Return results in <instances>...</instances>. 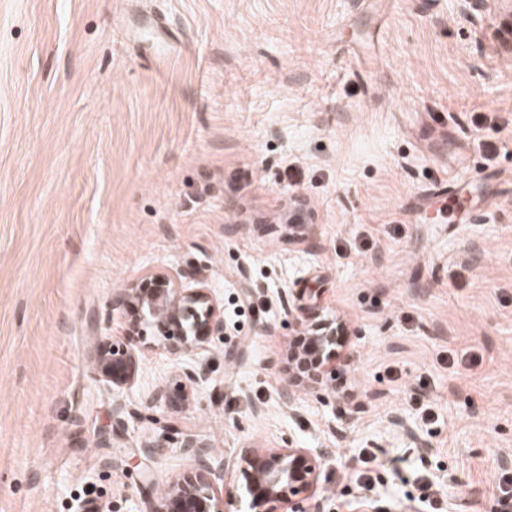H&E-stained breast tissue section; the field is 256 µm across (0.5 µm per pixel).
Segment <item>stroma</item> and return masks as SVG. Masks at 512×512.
<instances>
[{
  "label": "stroma",
  "instance_id": "1",
  "mask_svg": "<svg viewBox=\"0 0 512 512\" xmlns=\"http://www.w3.org/2000/svg\"><path fill=\"white\" fill-rule=\"evenodd\" d=\"M509 12L0 0V512H143L194 467L188 435L232 468L247 447L324 452L318 512H501ZM154 15L181 34L162 60ZM151 272L205 280L224 333L180 359L137 342L115 388L98 351ZM292 308L342 321L347 363L289 406ZM198 367L186 405L155 400ZM150 414L174 427L154 454ZM372 443L385 456L367 471Z\"/></svg>",
  "mask_w": 512,
  "mask_h": 512
}]
</instances>
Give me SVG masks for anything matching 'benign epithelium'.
I'll return each mask as SVG.
<instances>
[{"label":"benign epithelium","instance_id":"7a95c632","mask_svg":"<svg viewBox=\"0 0 512 512\" xmlns=\"http://www.w3.org/2000/svg\"><path fill=\"white\" fill-rule=\"evenodd\" d=\"M122 302L135 317L127 322L124 339L104 344L96 362L101 377L115 387L125 385L134 375L131 340L144 335L146 326L152 329L154 342L175 358L190 355L211 337L224 334V309L201 279L178 287L167 275L150 273L125 290ZM288 314L295 321L299 338L306 340V349L292 345L287 350L289 377L283 397L290 401L298 390L317 394L326 388L342 360L336 345L343 324L334 319L314 322L300 310L290 309ZM204 380L200 370L187 372L176 393L161 392L158 397L182 406L191 390ZM184 445L198 449L195 466L150 500L145 512H231L233 493L222 498L214 492V483L224 480L227 466L217 464L191 437ZM239 465L235 479L244 484L250 497L249 512H314L320 456L309 449L291 442L286 448H245Z\"/></svg>","mask_w":512,"mask_h":512}]
</instances>
